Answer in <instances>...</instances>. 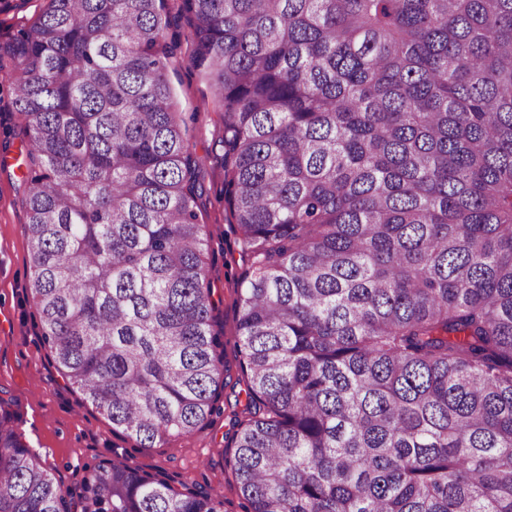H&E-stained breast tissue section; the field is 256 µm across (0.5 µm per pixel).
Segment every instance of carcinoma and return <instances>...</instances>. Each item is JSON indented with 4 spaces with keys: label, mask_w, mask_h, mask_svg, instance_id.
<instances>
[{
    "label": "carcinoma",
    "mask_w": 512,
    "mask_h": 512,
    "mask_svg": "<svg viewBox=\"0 0 512 512\" xmlns=\"http://www.w3.org/2000/svg\"><path fill=\"white\" fill-rule=\"evenodd\" d=\"M165 0H47L9 52L31 294L140 448L215 410ZM246 262L245 512H512V0H181ZM82 512H223L112 461ZM0 413V512H70Z\"/></svg>",
    "instance_id": "obj_1"
}]
</instances>
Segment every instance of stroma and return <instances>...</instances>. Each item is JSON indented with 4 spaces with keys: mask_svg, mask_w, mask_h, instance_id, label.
I'll use <instances>...</instances> for the list:
<instances>
[{
    "mask_svg": "<svg viewBox=\"0 0 512 512\" xmlns=\"http://www.w3.org/2000/svg\"><path fill=\"white\" fill-rule=\"evenodd\" d=\"M165 4L172 18L170 31L178 38L166 75L175 110L189 126V148L201 162L198 221L209 240L208 278L224 344L218 411L193 435H174L163 445L144 450L114 432L105 415L83 404L81 393L57 371L30 290L21 165L24 137L12 108L13 74L6 57L0 59V406L13 413L23 441L64 489L79 491L86 475L119 455L173 487L195 485L221 495L224 512H243L236 477L225 457L237 430V402L245 397L236 347V299L245 261L224 204L222 124L214 110L213 90L191 65L194 45L189 26L178 13L180 0ZM45 5L46 0H0V46L11 42Z\"/></svg>",
    "mask_w": 512,
    "mask_h": 512,
    "instance_id": "35a3bbf8",
    "label": "stroma"
}]
</instances>
